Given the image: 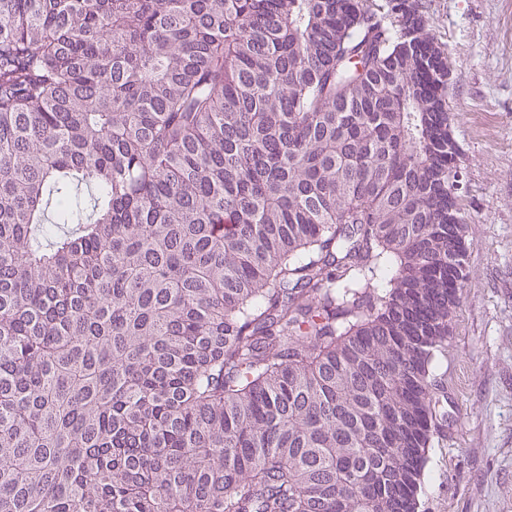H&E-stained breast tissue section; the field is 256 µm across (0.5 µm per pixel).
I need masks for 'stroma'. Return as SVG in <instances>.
Returning a JSON list of instances; mask_svg holds the SVG:
<instances>
[{
  "label": "stroma",
  "mask_w": 512,
  "mask_h": 512,
  "mask_svg": "<svg viewBox=\"0 0 512 512\" xmlns=\"http://www.w3.org/2000/svg\"><path fill=\"white\" fill-rule=\"evenodd\" d=\"M418 3L450 65L470 243L448 346L432 362L445 399L420 510L512 512V0Z\"/></svg>",
  "instance_id": "35a3bbf8"
}]
</instances>
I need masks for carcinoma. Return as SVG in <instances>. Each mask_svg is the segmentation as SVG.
Returning <instances> with one entry per match:
<instances>
[{
	"label": "carcinoma",
	"instance_id": "1",
	"mask_svg": "<svg viewBox=\"0 0 512 512\" xmlns=\"http://www.w3.org/2000/svg\"><path fill=\"white\" fill-rule=\"evenodd\" d=\"M452 140L410 0H0V512H420Z\"/></svg>",
	"mask_w": 512,
	"mask_h": 512
}]
</instances>
